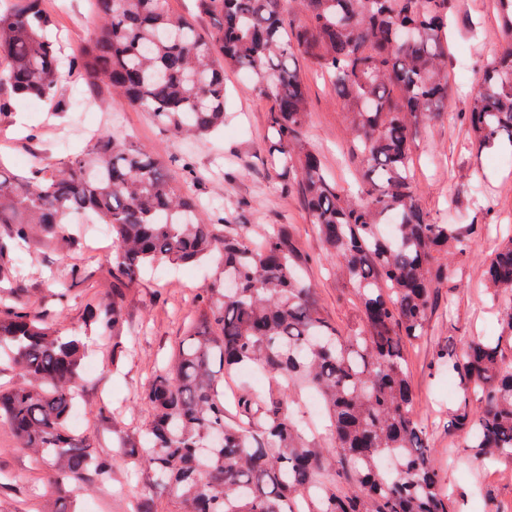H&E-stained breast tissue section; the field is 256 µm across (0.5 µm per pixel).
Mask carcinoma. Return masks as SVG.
<instances>
[{
  "mask_svg": "<svg viewBox=\"0 0 512 512\" xmlns=\"http://www.w3.org/2000/svg\"><path fill=\"white\" fill-rule=\"evenodd\" d=\"M213 20L209 36L170 11L168 0H95L97 23L81 54H62L42 0L0 5V115L22 98L58 106L64 78L106 83L150 112L166 132L205 136L224 125V69L257 78L270 103V165L297 190L328 252L354 286L361 327L340 336L299 274L288 225L260 243L224 218L205 215L192 190L158 154L103 130L56 173L20 175L0 161V262L16 261L34 230L64 233L92 212L112 231V301L94 310L104 334L123 331L125 292L144 271L216 258L219 271L196 295L192 327L142 400L149 427L117 430L118 453L153 473L137 512H159L172 487L185 512H449L441 468L414 418L406 343L421 336L436 284L448 278V248H470L458 224L421 210L410 166L412 128L448 103V22L455 0H296L304 20L284 26L286 0H194ZM499 54L471 94L463 120L484 149L512 144V0H497ZM307 59L347 106L363 158L360 193L348 197L305 140L307 97L294 59ZM394 224L386 237L380 225ZM486 280L503 301L501 335L461 359L435 352L457 377L452 425L470 435L469 454L512 459V239ZM0 310V348L33 382L0 390V421L21 445L53 462L54 506L71 486L91 489L112 472L69 429L84 344L53 324L52 312L20 298ZM243 367L276 381L281 395L244 392L224 414L226 377ZM316 391L331 422L329 445L306 437L288 392ZM351 484L338 493L336 477Z\"/></svg>",
  "mask_w": 512,
  "mask_h": 512,
  "instance_id": "1",
  "label": "carcinoma"
}]
</instances>
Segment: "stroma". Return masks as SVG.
<instances>
[{
  "instance_id": "35a3bbf8",
  "label": "stroma",
  "mask_w": 512,
  "mask_h": 512,
  "mask_svg": "<svg viewBox=\"0 0 512 512\" xmlns=\"http://www.w3.org/2000/svg\"><path fill=\"white\" fill-rule=\"evenodd\" d=\"M457 2L448 34V109L418 125L412 158L421 209L436 222L464 225L472 243L466 251L449 254L448 278L436 290L420 338L406 352L415 418L428 430L435 457L450 464V512H474L475 502L488 500L501 512H512V460L484 465L462 455L464 437L450 423L457 399L447 390L449 371L434 363L441 347L451 346L459 356L474 338L499 333L500 307L486 295V268L512 234V166L501 164L499 149L476 150L462 120L469 95L498 47V13L494 0ZM43 8L67 53L79 51L91 31L94 0H43ZM296 66L307 89V144L331 179L341 185L353 181L358 160L344 104L304 59H297ZM224 85L223 130L209 139L188 140L164 133L148 112L107 87L93 89L82 78L67 79L59 88V108L25 106L0 116V161L16 173L56 168L66 154L84 146L90 129L100 127L154 149L174 177H181L183 164H191L199 176L195 191L207 213L244 225L256 241L271 225H291L302 274L317 292L322 315L341 335H352L361 325L352 285L326 252L300 195L282 185L269 164L268 101L255 81L244 80L238 70H225ZM71 228L67 244L49 246L33 237L12 279L0 286L21 281L34 306L66 290L61 329L85 336V361L97 366L92 380L79 382L82 426L76 435L93 454L112 457L114 428L136 435L148 424L151 413L141 395L178 349L188 322L198 318L194 296L212 270L201 265L190 272L172 269L164 277L151 273L128 289L123 303L127 351L116 364L112 336L87 325L90 302L106 298L110 286L102 279L92 288L71 282L69 264L86 244L83 224ZM54 475L50 461L36 459L8 425L0 424V512H48ZM150 478L146 470L114 460L111 480L95 494L99 512H133Z\"/></svg>"
}]
</instances>
